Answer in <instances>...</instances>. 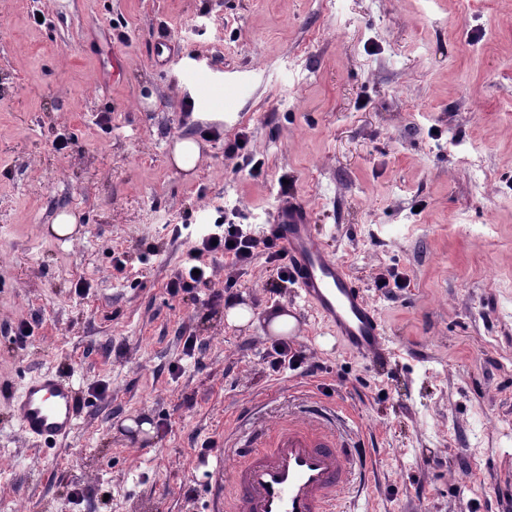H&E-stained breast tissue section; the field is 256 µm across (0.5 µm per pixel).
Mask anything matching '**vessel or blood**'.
<instances>
[{
    "label": "vessel or blood",
    "mask_w": 512,
    "mask_h": 512,
    "mask_svg": "<svg viewBox=\"0 0 512 512\" xmlns=\"http://www.w3.org/2000/svg\"><path fill=\"white\" fill-rule=\"evenodd\" d=\"M272 229L304 301L322 323L355 355L384 359V324L344 265L314 235L307 206L284 200ZM14 413L25 435L52 444L76 426L77 391L58 373L38 372L22 386ZM224 454L234 461L225 512H341L343 492L364 473L335 414L318 405L273 428L255 429L245 444L232 445Z\"/></svg>",
    "instance_id": "obj_1"
}]
</instances>
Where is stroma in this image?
Here are the masks:
<instances>
[{"label": "stroma", "mask_w": 512, "mask_h": 512, "mask_svg": "<svg viewBox=\"0 0 512 512\" xmlns=\"http://www.w3.org/2000/svg\"><path fill=\"white\" fill-rule=\"evenodd\" d=\"M284 186L385 324L382 362L261 254L168 292V225L259 228ZM393 271L409 287H379ZM284 311L316 375L269 370ZM40 370L80 399L48 448L14 416ZM311 399L371 467L352 512H512V0H0V512H223L218 451ZM171 160L183 172L194 170L201 161L199 142L194 138H183L175 141L171 150Z\"/></svg>", "instance_id": "1"}]
</instances>
